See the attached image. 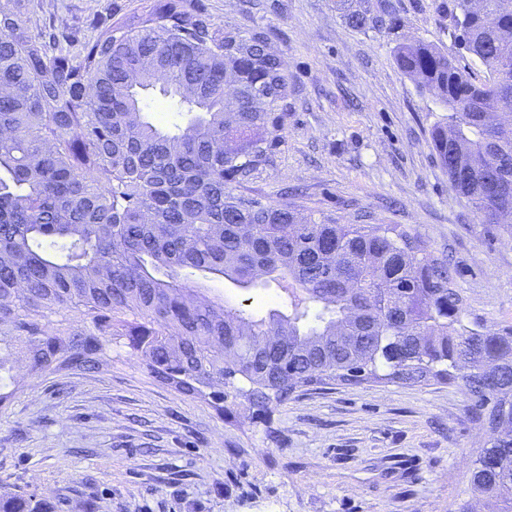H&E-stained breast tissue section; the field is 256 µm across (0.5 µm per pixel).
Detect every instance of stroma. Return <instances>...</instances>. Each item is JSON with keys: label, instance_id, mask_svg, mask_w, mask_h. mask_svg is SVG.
<instances>
[{"label": "stroma", "instance_id": "stroma-1", "mask_svg": "<svg viewBox=\"0 0 512 512\" xmlns=\"http://www.w3.org/2000/svg\"><path fill=\"white\" fill-rule=\"evenodd\" d=\"M147 0H22L33 29H88L141 14ZM216 25L263 28L288 63L285 146L248 194L340 224L370 216L448 256L469 318L512 325V234L453 190L429 131L442 115L393 61L422 37L473 78L480 62L448 35L440 0H392V28L348 27L336 0H197ZM212 293L256 316L287 310L278 285ZM100 369L37 375L14 367L0 406V485L50 512H451L488 439L457 385L299 389L256 413L223 411L161 384L128 347Z\"/></svg>", "mask_w": 512, "mask_h": 512}]
</instances>
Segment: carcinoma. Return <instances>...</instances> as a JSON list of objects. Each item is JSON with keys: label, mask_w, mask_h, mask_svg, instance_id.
Returning a JSON list of instances; mask_svg holds the SVG:
<instances>
[{"label": "carcinoma", "mask_w": 512, "mask_h": 512, "mask_svg": "<svg viewBox=\"0 0 512 512\" xmlns=\"http://www.w3.org/2000/svg\"><path fill=\"white\" fill-rule=\"evenodd\" d=\"M486 2L485 14L439 5L483 79L432 41L393 55L447 110L430 134L459 197L512 233V118L498 112L512 108V43L497 35L512 0ZM337 8L359 31L389 17L387 2ZM94 28L35 34L0 0V372L18 352L34 373L90 371L122 341L179 394L220 402L229 387L257 411L324 380L459 382L491 433L471 489L485 512H512V326L466 323L448 259L396 224L316 220L238 192L285 140L287 65L266 32L219 27L187 0ZM156 88L192 114L185 126L147 120ZM213 279L276 282L288 312L247 314L207 295ZM0 512L48 510L17 491Z\"/></svg>", "instance_id": "carcinoma-1"}]
</instances>
